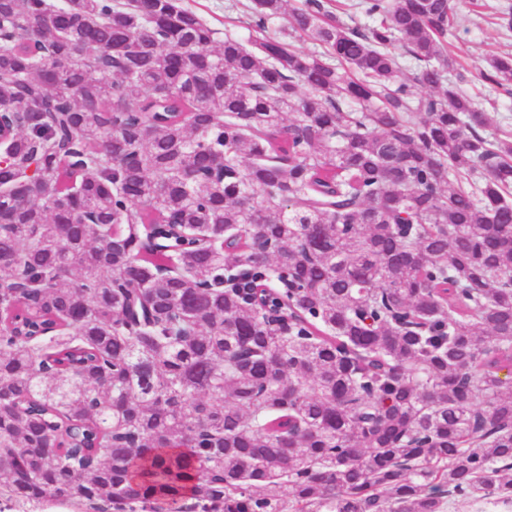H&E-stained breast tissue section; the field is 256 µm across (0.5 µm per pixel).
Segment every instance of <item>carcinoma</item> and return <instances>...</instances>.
Masks as SVG:
<instances>
[{
	"instance_id": "obj_1",
	"label": "carcinoma",
	"mask_w": 512,
	"mask_h": 512,
	"mask_svg": "<svg viewBox=\"0 0 512 512\" xmlns=\"http://www.w3.org/2000/svg\"><path fill=\"white\" fill-rule=\"evenodd\" d=\"M285 4L254 0L245 44L179 0H0L15 501L512 504V131L483 135L448 0H359L364 27ZM479 77L512 85V54Z\"/></svg>"
}]
</instances>
